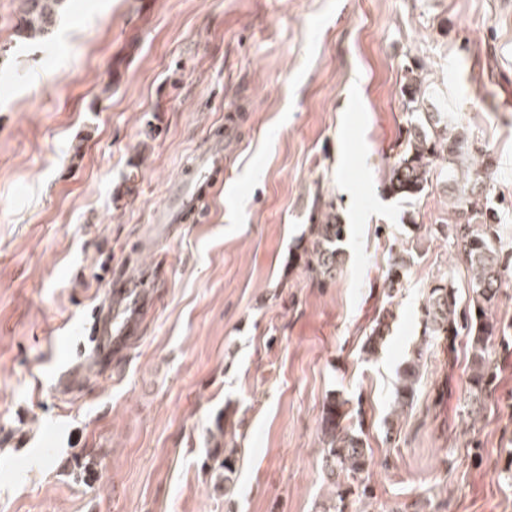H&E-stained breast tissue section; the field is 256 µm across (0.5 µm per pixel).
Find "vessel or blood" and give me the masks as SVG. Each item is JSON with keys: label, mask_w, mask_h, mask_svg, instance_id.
Here are the masks:
<instances>
[{"label": "vessel or blood", "mask_w": 512, "mask_h": 512, "mask_svg": "<svg viewBox=\"0 0 512 512\" xmlns=\"http://www.w3.org/2000/svg\"><path fill=\"white\" fill-rule=\"evenodd\" d=\"M237 129L235 114H227L223 130L214 135L215 145L197 156L189 174L181 182L177 199L159 212L158 223L182 224L194 215L201 189L209 185L214 175L224 167L220 142L224 137L234 135ZM154 286V280L147 275L128 277L119 274L111 278L107 288V302L92 311L88 322V351L91 360L102 362L125 349L132 337L138 335L139 309Z\"/></svg>", "instance_id": "obj_1"}]
</instances>
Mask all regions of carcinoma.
Returning <instances> with one entry per match:
<instances>
[{
	"instance_id": "cac0c4a2",
	"label": "carcinoma",
	"mask_w": 512,
	"mask_h": 512,
	"mask_svg": "<svg viewBox=\"0 0 512 512\" xmlns=\"http://www.w3.org/2000/svg\"><path fill=\"white\" fill-rule=\"evenodd\" d=\"M67 0H20L16 22L17 36L25 41L51 36L65 10ZM408 114L401 151L389 165L383 192L403 200L419 199L431 181L436 162H446L444 179L449 185L463 184L467 191L453 203L454 222L439 225L437 232H450L454 256L472 272V295L460 302L457 288L443 277L428 285L421 306L423 334L420 344L399 370L392 392V412L384 421L385 437H390L399 416L410 409L417 397L428 347L440 341L454 348L458 337L467 339L468 389L464 412L474 423L486 409V401L497 385L498 371L492 359L494 345L512 344V324L497 318L495 303L502 284L512 277V251L504 252L500 235L501 215L490 196L488 180L493 162L489 159L468 161L469 141L465 131L448 122V113L429 111L431 97L423 89L420 77H410L401 87ZM347 225L339 214L320 211L307 229V246L296 259L305 271L325 286L336 279L345 261L344 242ZM412 262L411 252L392 258L385 272L383 287L388 301L379 309L362 352L371 357L385 343L395 318L392 299L402 285ZM361 399L336 390L322 405L319 424L322 444V473L332 487L329 503L317 512H345V500L371 495L363 474L371 465V451L366 446Z\"/></svg>"
}]
</instances>
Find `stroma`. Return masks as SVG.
I'll list each match as a JSON object with an SVG mask.
<instances>
[{"label": "stroma", "instance_id": "stroma-1", "mask_svg": "<svg viewBox=\"0 0 512 512\" xmlns=\"http://www.w3.org/2000/svg\"><path fill=\"white\" fill-rule=\"evenodd\" d=\"M0 0V512H314L330 490L319 416L363 400L372 496L347 512H512V351L495 349L483 418L464 413V338L431 346L422 390L385 440L398 371L422 334L426 285L471 274L420 200L382 183L404 136L401 87L425 75L471 150L512 248V0H68L52 42L23 44ZM224 175L199 220L153 215L224 111ZM348 226L336 280L292 256L316 197ZM414 260L374 357L364 331L394 251ZM149 271L141 332L57 392L74 330L111 273ZM236 471L223 478L212 433Z\"/></svg>", "mask_w": 512, "mask_h": 512}]
</instances>
